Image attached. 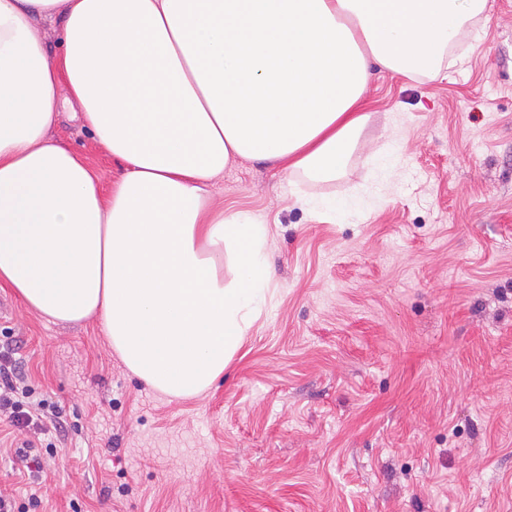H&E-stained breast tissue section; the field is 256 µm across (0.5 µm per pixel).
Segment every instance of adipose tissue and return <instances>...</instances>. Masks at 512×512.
<instances>
[{
	"label": "adipose tissue",
	"mask_w": 512,
	"mask_h": 512,
	"mask_svg": "<svg viewBox=\"0 0 512 512\" xmlns=\"http://www.w3.org/2000/svg\"><path fill=\"white\" fill-rule=\"evenodd\" d=\"M488 0H0V282L99 318L153 390L203 393L276 292L269 228L213 208L237 159L335 179L373 69L437 77ZM60 19L57 60L41 24ZM123 171L102 193L49 136L65 106ZM293 197L338 223L356 197Z\"/></svg>",
	"instance_id": "ef3b65f1"
}]
</instances>
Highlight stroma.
Returning a JSON list of instances; mask_svg holds the SVG:
<instances>
[{
  "label": "stroma",
  "mask_w": 512,
  "mask_h": 512,
  "mask_svg": "<svg viewBox=\"0 0 512 512\" xmlns=\"http://www.w3.org/2000/svg\"><path fill=\"white\" fill-rule=\"evenodd\" d=\"M455 52L432 81L377 72L342 172L296 182L361 197L342 223L309 220L268 163L215 179L216 207L268 224L277 292L202 395L154 391L99 319L52 322L0 284V347L67 427L0 415V492L25 512H512V0ZM50 135L109 192L88 129ZM25 441L56 445L34 506Z\"/></svg>",
  "instance_id": "1"
}]
</instances>
